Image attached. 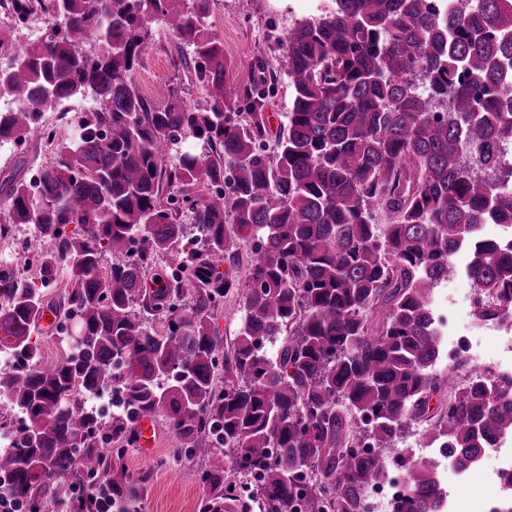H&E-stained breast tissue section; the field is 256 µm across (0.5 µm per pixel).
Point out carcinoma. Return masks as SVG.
I'll return each mask as SVG.
<instances>
[{
	"label": "carcinoma",
	"instance_id": "1",
	"mask_svg": "<svg viewBox=\"0 0 512 512\" xmlns=\"http://www.w3.org/2000/svg\"><path fill=\"white\" fill-rule=\"evenodd\" d=\"M9 2L20 16L39 5L46 31L0 69V99L16 103L0 112V145L42 133L44 112L73 97L95 101L36 193L0 181V223L37 226L27 248L43 274L67 269L56 314L76 332L65 356L44 361L31 337L46 292L0 265V351L12 359L0 397L15 425L0 488L14 505L50 512L59 486L86 474L102 482L75 496L78 512H127L140 486L123 453L145 417L167 420L175 460L215 459L199 472L197 512L238 500L227 470L255 476L260 512H294L298 472L305 512H360L413 425L429 424L426 444L461 470L512 434L511 377L433 373L444 327L431 307L461 251L488 298L478 320L512 300V238L478 239L482 224L512 225L496 153L512 141V0L449 11L335 0L288 30L278 69L234 90L224 42L205 27L210 0ZM154 22L177 41L174 66L201 84L204 106L177 88L158 104L133 82ZM279 70L293 99L270 152L264 86ZM185 132L200 150L169 158ZM176 193L198 250L181 246ZM243 243L253 256L239 277ZM162 256L180 273H159ZM230 295L245 317L226 345L214 319ZM116 384L123 404L103 429L88 398ZM368 440L382 461L358 450ZM400 467L399 512H444L433 467Z\"/></svg>",
	"mask_w": 512,
	"mask_h": 512
}]
</instances>
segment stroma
<instances>
[{
  "label": "stroma",
  "instance_id": "stroma-1",
  "mask_svg": "<svg viewBox=\"0 0 512 512\" xmlns=\"http://www.w3.org/2000/svg\"><path fill=\"white\" fill-rule=\"evenodd\" d=\"M310 0H211L208 29L224 43V55L231 64V83L245 86L258 79L263 70L276 67L282 53V39L297 22L311 19ZM176 41L166 28L158 36L135 72L133 80L141 92L155 102H165L170 88L181 85L187 104L204 101L201 85L188 81L171 66ZM25 164L19 168L28 175L31 168L50 166L54 147L43 140L29 139L20 153L0 148V174L15 168L16 157ZM157 435L150 452L132 449L125 459L127 471L141 481L142 512H195L203 487L194 472L197 462L175 463L171 450L175 437L165 421H157Z\"/></svg>",
  "mask_w": 512,
  "mask_h": 512
}]
</instances>
